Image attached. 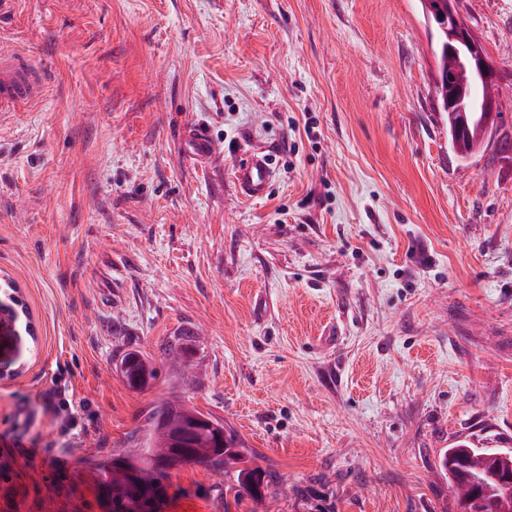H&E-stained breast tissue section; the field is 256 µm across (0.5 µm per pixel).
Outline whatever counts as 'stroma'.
I'll use <instances>...</instances> for the list:
<instances>
[{
	"mask_svg": "<svg viewBox=\"0 0 512 512\" xmlns=\"http://www.w3.org/2000/svg\"><path fill=\"white\" fill-rule=\"evenodd\" d=\"M460 9L507 90L468 162L419 0L0 8L43 85L0 112V285L30 315L0 338L25 365L0 381V512H116L106 472L177 384L170 342L188 404L278 482L255 501L236 467L175 469L151 512H459L442 453L512 448V0ZM260 147L276 181L248 201L230 172ZM129 349L159 361L148 390ZM184 133L193 154L197 156H210L216 151L217 144L206 127L190 125L184 129Z\"/></svg>",
	"mask_w": 512,
	"mask_h": 512,
	"instance_id": "35a3bbf8",
	"label": "stroma"
}]
</instances>
